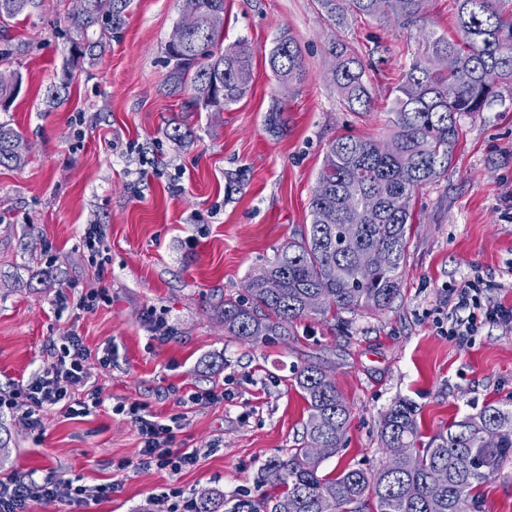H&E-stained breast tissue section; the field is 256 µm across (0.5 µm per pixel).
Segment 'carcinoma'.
<instances>
[{"instance_id":"1","label":"carcinoma","mask_w":512,"mask_h":512,"mask_svg":"<svg viewBox=\"0 0 512 512\" xmlns=\"http://www.w3.org/2000/svg\"><path fill=\"white\" fill-rule=\"evenodd\" d=\"M40 0H0V17H14ZM460 38L425 34L428 0H317L321 15L342 30L354 17L394 22L407 33L422 34L411 61L402 72L391 112L393 129L381 142L340 136L325 153L310 202V224L300 237L278 250L247 285L249 299H228L218 310L224 331L256 343L266 336L288 335V325L309 318H327L338 311L386 309L400 295L404 259L414 221L416 192L448 172L460 135V118L483 112L512 86V14L504 0H456ZM131 0H79L72 8L71 61L93 60L105 39L120 29ZM179 26L187 30L178 47L167 46V91H191L196 102L221 112L240 102L249 91L252 53L239 41L221 47L224 0H183ZM329 78L342 103L353 112L370 110L372 95L360 60L338 39L328 47ZM268 64L284 83L305 78L300 46L282 32L268 54ZM22 85L19 73L0 72V106L8 107ZM20 135L0 123V166L18 165ZM357 207L348 210L343 198ZM331 211L334 223L317 216ZM383 249L388 267L372 274L359 268L360 253ZM276 281L279 287L268 284ZM325 293L311 309L308 298ZM295 385L307 403L304 446L286 459H273L267 477L284 485L272 512H359L365 497L376 501L377 512H476L471 490L493 476L512 458V408L486 405L480 412L454 420L448 431L427 447H419L420 430L414 405L397 400L382 414L380 442L386 453L409 446L414 455L387 464L374 476L347 469L334 478L320 473L322 463L342 445L350 409L336 382L317 364L293 372ZM493 433L496 442H483ZM320 441L329 449L322 457L308 452ZM472 456L468 474L454 467L457 454Z\"/></svg>"}]
</instances>
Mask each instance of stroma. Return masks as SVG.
I'll list each match as a JSON object with an SVG mask.
<instances>
[{
    "label": "stroma",
    "mask_w": 512,
    "mask_h": 512,
    "mask_svg": "<svg viewBox=\"0 0 512 512\" xmlns=\"http://www.w3.org/2000/svg\"><path fill=\"white\" fill-rule=\"evenodd\" d=\"M72 0H44L0 18V71L22 76L0 123L22 137L25 161L0 166V389L46 366L51 345L79 334L112 364L92 371L103 406L86 417L44 413L42 436L0 413L11 450L0 476L35 470L113 483L81 512H151L176 488L223 494L221 512H258L278 497L266 464L301 447L307 404L294 368L316 363L350 407L344 444L321 471L377 473L387 462L379 421L411 401L423 442L493 404L512 408V333L484 326L448 339V291L479 278L512 304V100L463 116L448 172L416 194L401 294L390 308L300 319L288 335L244 344L216 310L247 296L249 278L309 224V201L328 144L344 134L386 138L395 87L417 41L395 25L355 19L336 30L316 0H226L223 42L248 44L250 89L221 112L169 95L166 45L182 0H132L125 24L93 61L71 62ZM297 40L306 76L282 84L267 57L281 31ZM351 46L373 94L368 112L345 109L328 79L335 39ZM68 95L51 98L63 72ZM282 107L284 126L269 117ZM189 136L171 139L174 126ZM102 225L106 264L84 250ZM105 291L87 311L81 294ZM214 389L223 402L195 404ZM119 402L179 418L173 445L200 451L179 474L141 462V440ZM479 512H512V459L475 490Z\"/></svg>",
    "instance_id": "stroma-1"
}]
</instances>
